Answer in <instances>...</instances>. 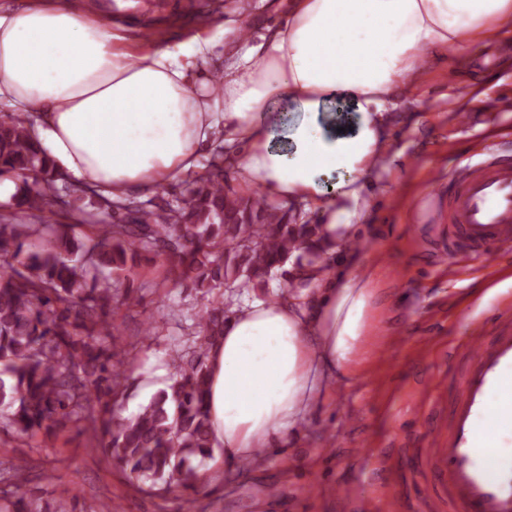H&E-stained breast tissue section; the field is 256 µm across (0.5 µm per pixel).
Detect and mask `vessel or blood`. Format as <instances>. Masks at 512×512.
<instances>
[{
    "instance_id": "obj_1",
    "label": "vessel or blood",
    "mask_w": 512,
    "mask_h": 512,
    "mask_svg": "<svg viewBox=\"0 0 512 512\" xmlns=\"http://www.w3.org/2000/svg\"><path fill=\"white\" fill-rule=\"evenodd\" d=\"M448 222L470 249L512 251V160L449 170ZM469 354L455 378L446 438L434 466L445 479L450 512H512V316L495 309L472 324Z\"/></svg>"
}]
</instances>
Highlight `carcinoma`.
I'll list each match as a JSON object with an SVG mask.
<instances>
[{
  "label": "carcinoma",
  "mask_w": 512,
  "mask_h": 512,
  "mask_svg": "<svg viewBox=\"0 0 512 512\" xmlns=\"http://www.w3.org/2000/svg\"><path fill=\"white\" fill-rule=\"evenodd\" d=\"M30 114L0 116V176L16 180L13 199L30 217L0 219V415L17 437L55 434L69 424L90 430L109 461L141 490L167 493L197 483L198 466L211 457L207 394L209 353L224 333L226 304L195 319L196 339L169 353L166 386L142 409L124 417L127 393L123 350L113 316L135 301L124 281L144 253L171 263L186 286L219 298L226 288L256 290L272 269L303 250L321 259L318 225L291 224V210L266 202L262 193L238 196L224 185V160L211 157L205 171L186 180L176 203L161 191L130 222L96 224V236L79 238L91 225L78 202L94 200L112 213V200L87 186L71 201L67 181L31 130ZM72 223L46 224L58 209ZM35 233L49 247L33 250Z\"/></svg>",
  "instance_id": "1"
}]
</instances>
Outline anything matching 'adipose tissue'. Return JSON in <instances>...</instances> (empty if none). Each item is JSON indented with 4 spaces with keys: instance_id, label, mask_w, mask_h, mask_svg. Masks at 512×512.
<instances>
[{
    "instance_id": "ef3b65f1",
    "label": "adipose tissue",
    "mask_w": 512,
    "mask_h": 512,
    "mask_svg": "<svg viewBox=\"0 0 512 512\" xmlns=\"http://www.w3.org/2000/svg\"><path fill=\"white\" fill-rule=\"evenodd\" d=\"M512 26V0H288L255 38L225 21L219 91L195 88L212 46L123 51L125 27L87 0L0 6V102L37 113V140L79 182L113 198L196 170L223 151L242 194L315 213L322 261L290 266L287 296L233 304L210 352L209 407L224 463L295 433L323 384L351 377L364 346L372 273L352 240L379 189L396 95L436 51H472ZM356 106L339 131L334 95ZM295 106L289 122L275 110Z\"/></svg>"
}]
</instances>
